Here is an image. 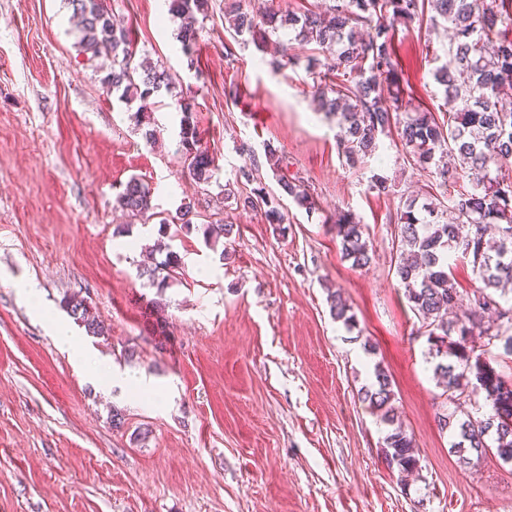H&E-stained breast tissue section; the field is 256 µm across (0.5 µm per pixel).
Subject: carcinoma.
<instances>
[{"mask_svg": "<svg viewBox=\"0 0 512 512\" xmlns=\"http://www.w3.org/2000/svg\"><path fill=\"white\" fill-rule=\"evenodd\" d=\"M69 3L79 19L81 50L93 58L104 55L112 60L102 78L106 93L118 94L138 126L145 116L139 109L132 110L136 100L163 91L174 95L173 106L181 114L179 150L188 173L198 183L210 182L215 159L199 145L194 101L175 92L172 76L164 67L133 65L127 31L114 22L107 0ZM505 5L506 0H333L323 11L280 16L274 0H257L250 12L230 5L224 18L235 38L252 37L263 26L267 30L260 35L262 41L281 29L288 30L290 38L280 43V52L291 67L299 64V58L290 53L294 42L313 44L330 58L324 71L319 69V59H308L306 71L320 110L336 118L338 148L349 167L376 154L379 137L394 128L415 165L434 169L439 187L453 184L448 195L451 221L446 224L434 217L436 205L423 207L424 217L415 213V200L408 201L393 244L395 271L427 335L441 396L452 407L451 413L440 418V425L452 431L451 448L461 457L469 453L478 459L493 448L508 463L512 462V380L490 365L484 351L498 339L502 327L512 329V303L504 288L512 283V178L503 172L504 165L512 161V108L504 103V96L512 90V39L501 29L512 26V16ZM202 6L203 0H169L170 14L183 19L178 41L189 59L198 39L195 13ZM426 11L431 12V24L442 20L452 31L447 60L434 72L450 105L446 121L412 106L410 93L400 85L393 48L395 24H410ZM247 155L249 163L225 182L224 199L234 201L238 209L260 213L269 224L285 223V198L308 212L316 208L313 193L296 177L279 176L276 192L255 182V151L249 147ZM118 204L144 216L152 209L150 189L133 177L119 194ZM334 228L342 256L352 261V267L370 265L374 252L360 220L342 213ZM232 233L230 221L209 224L205 243L214 250L220 239ZM150 251L160 260L147 273L162 290L181 268V256L162 237ZM453 252L470 257L473 271L483 282L456 315L453 311L460 294L448 273ZM329 302L333 317L351 326L354 315L342 295L330 293ZM64 307L87 335L108 334L85 298L69 296ZM490 316L499 321L494 333L484 322ZM477 393L483 394L491 413L483 418H458V403ZM360 398L391 427L382 447L387 465L400 473L418 470L416 449L392 405L391 376L381 365L374 366L373 380L361 388Z\"/></svg>", "mask_w": 512, "mask_h": 512, "instance_id": "1", "label": "carcinoma"}]
</instances>
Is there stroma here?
Segmentation results:
<instances>
[{
  "instance_id": "obj_1",
  "label": "stroma",
  "mask_w": 512,
  "mask_h": 512,
  "mask_svg": "<svg viewBox=\"0 0 512 512\" xmlns=\"http://www.w3.org/2000/svg\"><path fill=\"white\" fill-rule=\"evenodd\" d=\"M230 2L205 0L192 67L159 0H110L135 61L164 66L194 97L218 165L199 184L169 96L151 99L136 126L101 86L105 62L80 51L68 0H0V512H512V464L489 454L467 466L450 451L427 337L391 263L407 200L427 198L434 178L393 135L349 168L304 68L274 70L273 47L234 40ZM393 45L414 106L443 115L433 73L447 32L414 22ZM267 141L283 171L262 157ZM244 143L259 153L255 178L272 189L279 175L300 178L315 210L288 205L276 226L225 200ZM377 173L391 195L371 190ZM133 177L149 186L155 218L119 208ZM184 201L195 205L190 230L165 229L182 267L161 291L142 274L146 247ZM347 211L366 227L369 267L341 257L332 219ZM225 219L234 230L222 257L203 232ZM21 282L53 314L77 294L104 320L108 336L75 333L111 366V389L54 344ZM331 289L353 327L331 315ZM378 364L420 459L405 481L381 452L387 426L358 398Z\"/></svg>"
}]
</instances>
